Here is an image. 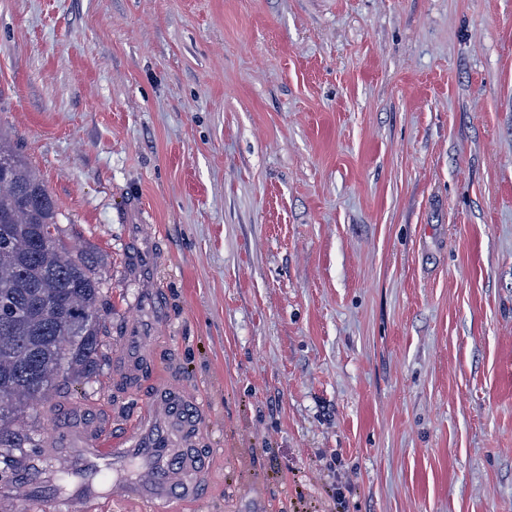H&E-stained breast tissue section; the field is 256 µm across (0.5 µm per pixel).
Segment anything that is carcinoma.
<instances>
[{"mask_svg": "<svg viewBox=\"0 0 512 512\" xmlns=\"http://www.w3.org/2000/svg\"><path fill=\"white\" fill-rule=\"evenodd\" d=\"M107 315L96 260L67 247L55 200L0 133V448L20 447L19 414L91 376Z\"/></svg>", "mask_w": 512, "mask_h": 512, "instance_id": "1", "label": "carcinoma"}]
</instances>
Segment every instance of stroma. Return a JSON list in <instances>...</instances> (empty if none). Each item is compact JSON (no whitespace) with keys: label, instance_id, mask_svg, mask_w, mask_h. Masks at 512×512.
Returning a JSON list of instances; mask_svg holds the SVG:
<instances>
[{"label":"stroma","instance_id":"obj_1","mask_svg":"<svg viewBox=\"0 0 512 512\" xmlns=\"http://www.w3.org/2000/svg\"><path fill=\"white\" fill-rule=\"evenodd\" d=\"M0 129L109 287L30 450L174 382L209 486L159 512H512V0H0ZM141 247L136 257L135 263L132 266L131 274L134 278L139 280H146L151 270V257H152V242L151 238L144 236L141 242ZM153 338L132 323L128 336H121V343L115 354L114 364L117 376L131 390H137L142 383L144 373L153 367Z\"/></svg>","mask_w":512,"mask_h":512}]
</instances>
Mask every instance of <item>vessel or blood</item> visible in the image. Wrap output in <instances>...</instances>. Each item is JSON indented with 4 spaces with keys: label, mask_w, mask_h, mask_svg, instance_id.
<instances>
[{
    "label": "vessel or blood",
    "mask_w": 512,
    "mask_h": 512,
    "mask_svg": "<svg viewBox=\"0 0 512 512\" xmlns=\"http://www.w3.org/2000/svg\"><path fill=\"white\" fill-rule=\"evenodd\" d=\"M153 339L131 324L114 358L117 376L129 389L140 386L154 364ZM195 398L182 386H158L141 420L130 427L124 448L102 439L98 426L57 428L43 448L59 461V472H86L68 496L72 512H91L101 496L113 502L137 501L154 508L171 500L195 503L205 469L196 450L199 415L190 413ZM29 454L14 458L18 479L0 485V512H7L19 493V479L32 474Z\"/></svg>",
    "instance_id": "obj_1"
}]
</instances>
